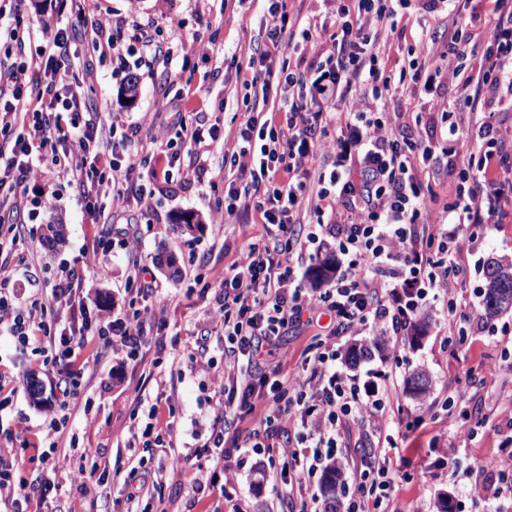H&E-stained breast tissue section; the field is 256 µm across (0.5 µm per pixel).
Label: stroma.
<instances>
[{
    "label": "stroma",
    "instance_id": "35a3bbf8",
    "mask_svg": "<svg viewBox=\"0 0 512 512\" xmlns=\"http://www.w3.org/2000/svg\"><path fill=\"white\" fill-rule=\"evenodd\" d=\"M35 2L24 0L18 13L14 0H0V32L15 35L7 43L13 61L29 57L28 44L46 17ZM84 8L86 14L123 23L126 38L134 24L155 21L163 25L154 34L156 44L167 43L172 27L198 44L197 51L174 54L164 65L152 62L153 46L137 42L135 62L122 65L90 37L76 38L71 44L76 64L92 63L97 74L85 91L87 111L120 117L128 145L138 147L149 141L156 125H167L173 134L179 131V121L167 106L183 95L205 124H221L223 141L232 140L236 126L231 119L246 111L245 66L264 39L266 0H85ZM132 77L139 80L140 94L129 104L118 91ZM386 108L397 115L404 130L434 137L438 119L428 115L420 93L405 90L388 99ZM419 112L426 119L418 128L413 119ZM223 141L208 146L201 181L157 183L149 213L131 207L111 224L91 223L64 178L27 183L30 202L49 196L55 207L50 212L37 210L15 245L17 257L7 274L16 305H25L36 294L50 296L62 271L75 267L85 249L129 225L161 304L132 359L120 349L106 347L105 337L97 335L69 359L43 341L33 339L22 346L0 334V446L9 449L0 457V467L9 468L13 481L25 483L31 491L28 499L18 502L17 512H269L275 493L264 477L269 461L263 455L235 453L231 464L238 477L229 489L220 460L207 463L200 472L166 473L161 492L143 493L135 501L128 500L124 484L130 467L165 466L171 453L208 443L220 424L214 389L206 375L192 369L191 359L200 354L210 357L215 372H223L224 339L214 334L208 313L221 293L225 267L237 259L246 242L265 233L254 213H238L220 225L214 222L216 208L224 204ZM181 213L198 215L203 221L200 231L183 233L173 222ZM57 216L65 225V241L52 247L44 239L45 226ZM161 254L177 257L178 275L160 269ZM495 259L512 260L511 202L504 204L497 223L485 226L459 258L466 275L455 283V294L472 317L484 314V268ZM129 276L125 253L108 251L100 271L83 277L77 296L99 309L104 319L132 315L145 301L125 292ZM425 315L431 328L420 343H405L402 362L388 354L350 369L360 382L393 373L395 406L402 418L421 421L409 435L399 434L397 424L389 426L409 460L406 479L395 485L392 508L407 512L417 500L425 512H438L440 499L447 497L458 504V512H512V492L496 497L473 491L475 482L494 483L498 448L512 419V371L502 367L504 350L512 351V334L474 333L449 346L442 304L432 303ZM318 339L316 327L289 329L282 339V369L289 377H304L305 360ZM417 368L430 379L427 394L420 398L406 392L404 384ZM33 376L43 385L38 404L27 389ZM466 376L471 382L465 398L444 410L445 398L455 395L460 378ZM68 378L79 383L71 394L64 391ZM152 409L169 428L162 447L133 440Z\"/></svg>",
    "mask_w": 512,
    "mask_h": 512
}]
</instances>
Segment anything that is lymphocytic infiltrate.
I'll use <instances>...</instances> for the list:
<instances>
[{
	"label": "lymphocytic infiltrate",
	"mask_w": 512,
	"mask_h": 512,
	"mask_svg": "<svg viewBox=\"0 0 512 512\" xmlns=\"http://www.w3.org/2000/svg\"><path fill=\"white\" fill-rule=\"evenodd\" d=\"M265 42L247 63L249 85L272 101L282 120L249 113L224 153V210L259 214L267 230L249 242L224 271V293L209 319L224 334V372L214 376L216 410L224 424L213 431V448L225 445L227 424L256 415L246 448L277 451L284 476L276 512H308V494L323 459L340 447L349 421L372 426L379 439L362 459L342 512H392L390 502L406 464L392 435L388 384L349 383L336 368L333 339L352 329L391 326L402 335L432 302L445 301L449 321L465 319L452 286L463 269L455 253L495 223L512 199V154L505 152L501 113L512 112V0H336L335 30L324 62L306 67L285 55L304 46L318 51L319 33L298 26L286 0H269ZM446 13L452 28L430 38L413 36L430 16ZM412 36L407 60L389 66L391 36ZM480 40L479 65L468 51ZM71 36L46 24L30 62L0 69V127L27 126L28 133L0 140V223L17 224L29 205L25 183L41 177L28 162L32 148L60 142L52 163L68 178L92 221H100L99 195L115 210L153 208L141 184L147 160L155 181L171 182L180 164L165 135L149 148L114 158L118 124L84 113L82 87L70 60ZM461 81L462 95L443 110L440 136L410 139L396 130L384 100L408 87L434 95L441 78ZM71 113L63 122V113ZM477 113L463 131V113ZM444 172L454 192L440 221L428 216V173ZM333 239L347 263L327 288L309 291L296 269L311 246ZM101 248L84 250L79 269L63 272L51 300L13 304L10 280L0 275V326L20 339L59 338L68 353L83 347L90 331L116 336L137 350L144 317L116 318L93 328L86 303L75 300L77 282L101 268ZM328 318V339L307 358L305 391L287 376L258 375L274 356L289 325L314 326Z\"/></svg>",
	"instance_id": "1"
}]
</instances>
